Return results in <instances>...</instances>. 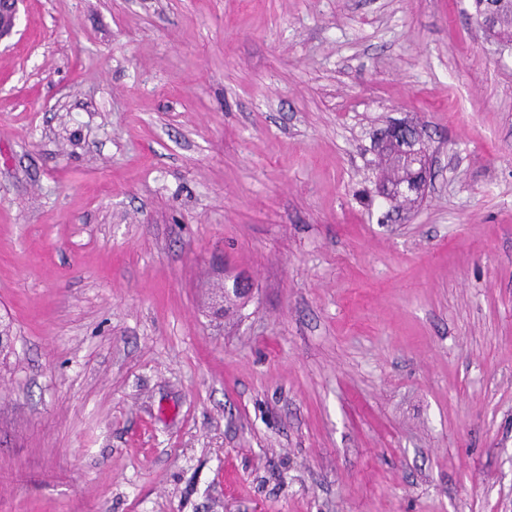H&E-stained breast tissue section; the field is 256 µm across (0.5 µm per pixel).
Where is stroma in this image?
I'll list each match as a JSON object with an SVG mask.
<instances>
[{
	"label": "stroma",
	"instance_id": "stroma-1",
	"mask_svg": "<svg viewBox=\"0 0 512 512\" xmlns=\"http://www.w3.org/2000/svg\"><path fill=\"white\" fill-rule=\"evenodd\" d=\"M1 320L0 512H512V49L469 0H23ZM423 135L419 128L408 122L393 123L384 131L380 142L379 151L391 150L392 152L377 154L374 166L382 176L376 179L378 193L382 197H411L421 201L426 192L428 174L431 168V158L423 147ZM397 153V154H395ZM409 181H405L412 173ZM400 182V183H388ZM404 181V182H402ZM413 200H390L394 206H412ZM254 289L253 281L247 277H235L233 279L232 288H229V284L225 280L224 289H222V291L215 297L214 300V308L216 309V312L220 314L224 312L225 314L227 311H230V309L234 311L237 303L228 302L224 309V300H226L230 294H233L238 298L248 297Z\"/></svg>",
	"mask_w": 512,
	"mask_h": 512
}]
</instances>
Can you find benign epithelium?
I'll list each match as a JSON object with an SVG mask.
<instances>
[{"label":"benign epithelium","instance_id":"obj_1","mask_svg":"<svg viewBox=\"0 0 512 512\" xmlns=\"http://www.w3.org/2000/svg\"><path fill=\"white\" fill-rule=\"evenodd\" d=\"M21 0H0V40L10 35L18 20V5ZM499 0H478L477 18L479 26L491 36L498 26L497 6ZM379 150H391L406 159L413 170L411 179L400 183H388L384 179L377 180L378 193L383 197H411L417 201L424 198L431 158L423 147V135L419 128L408 122L394 123L384 131ZM254 290V283L247 277L237 276L232 284H224V289L215 297L216 312H224V300L229 295L238 298L249 296Z\"/></svg>","mask_w":512,"mask_h":512}]
</instances>
